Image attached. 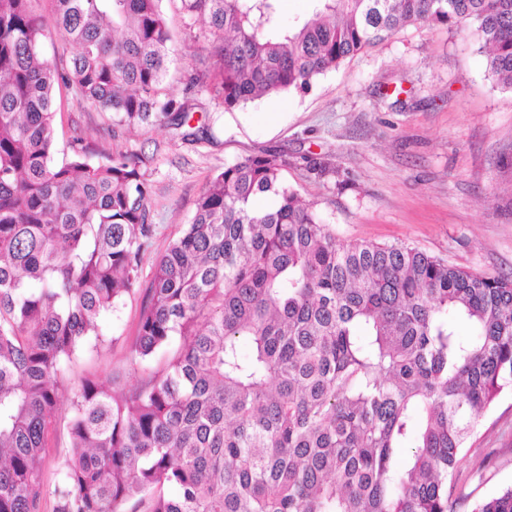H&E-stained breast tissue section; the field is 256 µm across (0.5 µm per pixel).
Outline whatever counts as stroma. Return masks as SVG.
<instances>
[{
    "label": "stroma",
    "instance_id": "stroma-1",
    "mask_svg": "<svg viewBox=\"0 0 512 512\" xmlns=\"http://www.w3.org/2000/svg\"><path fill=\"white\" fill-rule=\"evenodd\" d=\"M174 40L167 84L182 95L208 43L199 26L167 0ZM204 139L187 141L154 127L130 130L74 90L56 94L55 162L72 137L90 145L98 163L121 152L146 158L154 232L143 253L141 284L193 215L207 180L241 156L276 149L325 156L335 176L284 179L315 203L340 243L405 242L464 269L512 277V89L487 70L474 29L412 25L348 58L305 92H288L233 110L201 93ZM347 186H340V179ZM141 294L128 296L61 377L60 423L48 436L42 463V512H54L53 491L70 458L65 418L83 381L139 385L148 365L132 362ZM457 480L471 500L512 486V394L502 395L468 443Z\"/></svg>",
    "mask_w": 512,
    "mask_h": 512
}]
</instances>
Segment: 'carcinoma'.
<instances>
[{
    "label": "carcinoma",
    "instance_id": "1",
    "mask_svg": "<svg viewBox=\"0 0 512 512\" xmlns=\"http://www.w3.org/2000/svg\"><path fill=\"white\" fill-rule=\"evenodd\" d=\"M33 0H0V512H41L60 377L136 292L152 237L139 156L93 165L81 137L52 160L60 88L121 126L190 125L207 92L232 110L307 90L409 24L475 28L512 88V0H180L207 24L209 69L165 78L163 0H53L74 47L42 52ZM337 174L317 154L239 158L209 179L156 263L132 359L166 354L135 389L84 382L54 512H458L468 438L512 392V278L404 243L342 244L284 182ZM260 196L274 205L255 206ZM470 512H512V487ZM279 20L282 26L291 27L304 21L311 13V0H280Z\"/></svg>",
    "mask_w": 512,
    "mask_h": 512
}]
</instances>
